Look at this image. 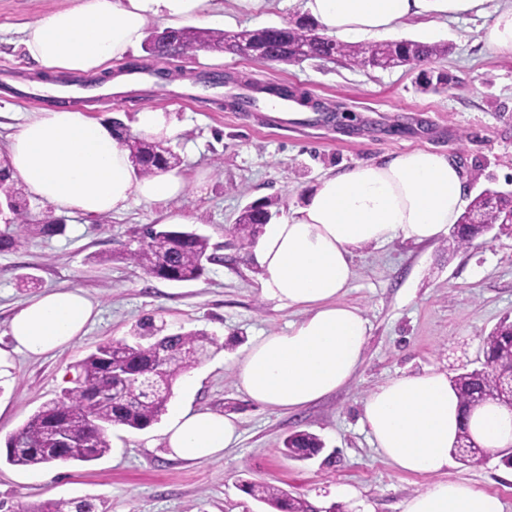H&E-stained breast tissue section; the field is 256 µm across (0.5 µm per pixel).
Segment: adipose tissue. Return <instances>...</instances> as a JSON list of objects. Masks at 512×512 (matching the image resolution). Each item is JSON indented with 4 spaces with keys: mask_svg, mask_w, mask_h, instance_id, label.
<instances>
[{
    "mask_svg": "<svg viewBox=\"0 0 512 512\" xmlns=\"http://www.w3.org/2000/svg\"><path fill=\"white\" fill-rule=\"evenodd\" d=\"M483 2L303 0L302 11L327 34L356 41L395 34L409 18L467 14ZM207 9L208 0H75L27 24L22 44L43 74H89L139 45L149 18L201 20ZM4 167L33 196L90 217L121 211L134 199L165 204L187 187L176 169L138 176L109 125L68 108L40 111L20 124ZM463 202L461 169L444 154L417 148L323 178L302 205L264 225L254 249L260 291L301 317L252 342L236 367L239 389L256 404L291 412L348 384L363 363L369 332L361 311L344 301L354 253L399 237L436 239L456 223ZM96 314L80 290H51L23 305L9 334L16 351L40 356L71 344ZM461 413L447 373L433 369L393 377L362 403V421L381 454L416 474L446 468ZM470 426L487 449L512 444V410L505 406L475 407ZM163 437L173 457L195 462L219 455L238 435L222 413L180 408ZM403 512H504V505L496 495L446 480L406 500Z\"/></svg>",
    "mask_w": 512,
    "mask_h": 512,
    "instance_id": "obj_1",
    "label": "adipose tissue"
}]
</instances>
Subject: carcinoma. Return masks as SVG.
I'll return each mask as SVG.
<instances>
[{"label":"carcinoma","instance_id":"carcinoma-1","mask_svg":"<svg viewBox=\"0 0 512 512\" xmlns=\"http://www.w3.org/2000/svg\"><path fill=\"white\" fill-rule=\"evenodd\" d=\"M316 26L302 20L285 26L247 30L258 50L257 59L300 63L327 58V44L313 37ZM172 42L144 43V49L158 56H188L201 49L223 52L234 35L219 30L180 27L171 29ZM446 44L401 40L382 43H336V57L351 67L365 68L374 63L379 68L419 66L448 53ZM139 144V175L152 176L177 166V154L161 143L145 137L135 138ZM0 193L12 197L10 211L13 230L0 233V251L21 247L29 233L50 235L59 230L57 224L31 223L25 193L16 183L8 182V174L0 173ZM482 213L501 223L512 213V192L492 189L482 191L469 204L452 231V248H464L486 230L471 225ZM272 218L268 206L246 209L238 218L237 231L245 245H250L257 225ZM126 259L145 275L173 282L200 279L207 265L215 261L210 238L175 225L151 224L143 231V240L126 253ZM220 348L218 340L204 331H186L166 336L154 334L153 325L140 324L131 338L112 339L99 345L75 365L74 387L60 397L38 408L9 439L19 445L5 453V461L13 466L39 469L48 465L46 449L54 447L52 437L62 433L73 444L88 451L82 461L91 462L110 451L108 432L114 427L144 430L158 422L166 412L178 377L204 361L200 351L211 353ZM484 362L473 369L466 367L450 377L463 410L456 442L450 453L464 463H473L487 449L473 436L469 420L472 403L483 393L490 401L508 405L497 393L498 374L502 363L512 355V323H499L482 338ZM325 448L315 434L296 431L283 440L281 452L296 461L317 457ZM245 492L267 503L275 512H312V505L299 495L259 482L244 484ZM87 500L45 501L32 512H94Z\"/></svg>","mask_w":512,"mask_h":512}]
</instances>
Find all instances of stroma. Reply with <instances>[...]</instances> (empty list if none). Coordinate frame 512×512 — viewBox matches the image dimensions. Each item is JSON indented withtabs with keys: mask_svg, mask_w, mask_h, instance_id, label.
I'll use <instances>...</instances> for the list:
<instances>
[{
	"mask_svg": "<svg viewBox=\"0 0 512 512\" xmlns=\"http://www.w3.org/2000/svg\"><path fill=\"white\" fill-rule=\"evenodd\" d=\"M74 0H0V149L26 118L62 105L106 123L137 129V115L161 111L179 128L170 148L181 159L185 195L168 205L130 201L126 210L97 217L60 210L28 197L34 220L52 217L62 232L32 235L16 251H0V512H30L45 500L91 501L96 512H274L241 489L267 482L304 497L319 512H401L402 503L434 478L398 470L371 445L362 402L397 375L430 368L455 373L480 365L482 338L512 318V232L477 238L449 252L447 237L416 243L397 238L368 245L354 259L347 302L369 321L364 361L336 393L293 413L249 401L235 368L253 340L285 331L292 309L264 298L251 246L235 231L244 208L266 202L281 219L303 200L306 187L364 162L412 148L448 155L464 176V199L482 190H512V55L481 40L496 11L512 0H486L482 15L409 20L401 38L445 43L447 55L425 68H352L330 61L259 62L202 50L194 57L150 58L144 48L96 74L90 90L56 98L55 85L36 87L21 45L22 29ZM212 29L235 33L300 20L299 0H269L242 10L236 0H210ZM447 74L445 88L421 84L422 70ZM283 84L306 92L321 111L293 105L271 109L260 92L252 108L235 100L242 83ZM340 120L325 121L324 109ZM182 216L210 238L217 263L192 282L151 278L125 259L145 225ZM99 262H90V255ZM36 284L24 286L22 275ZM53 288H78L98 314L85 335L44 356L15 353L8 335L16 310ZM153 318L156 335L202 330L223 347L195 367L193 385L176 381L168 407L206 408L235 420L240 438L222 457L187 462L170 457L162 424L114 428L116 452L90 463L58 461L40 469L4 462L6 442L45 402L72 387L74 366L96 346L131 336ZM306 430L325 449L298 462L281 449L289 433ZM442 476L495 494L512 512V469L497 457L463 464L449 459Z\"/></svg>",
	"mask_w": 512,
	"mask_h": 512,
	"instance_id": "stroma-1",
	"label": "stroma"
}]
</instances>
